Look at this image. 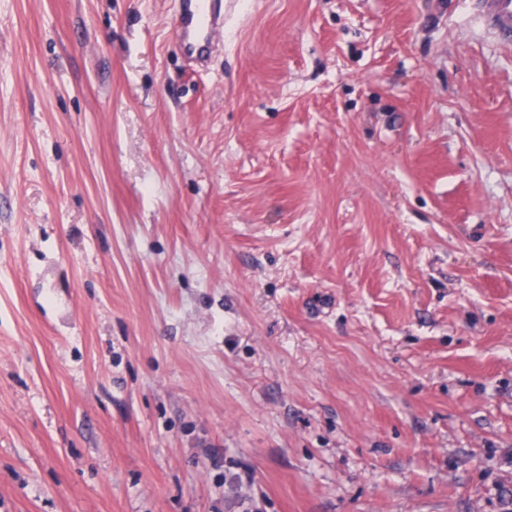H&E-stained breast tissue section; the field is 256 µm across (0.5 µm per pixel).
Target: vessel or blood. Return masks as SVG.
<instances>
[{
  "instance_id": "b4317fda",
  "label": "vessel or blood",
  "mask_w": 512,
  "mask_h": 512,
  "mask_svg": "<svg viewBox=\"0 0 512 512\" xmlns=\"http://www.w3.org/2000/svg\"><path fill=\"white\" fill-rule=\"evenodd\" d=\"M487 16L501 34H512V0H487ZM223 26L221 0H182L179 35L187 57L205 63L213 48V37Z\"/></svg>"
}]
</instances>
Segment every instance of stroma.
<instances>
[{
  "label": "stroma",
  "instance_id": "stroma-1",
  "mask_svg": "<svg viewBox=\"0 0 512 512\" xmlns=\"http://www.w3.org/2000/svg\"><path fill=\"white\" fill-rule=\"evenodd\" d=\"M482 4L0 0V512H512ZM179 35L182 52L203 64L213 48L215 33L224 28V9L220 0H182Z\"/></svg>",
  "mask_w": 512,
  "mask_h": 512
}]
</instances>
